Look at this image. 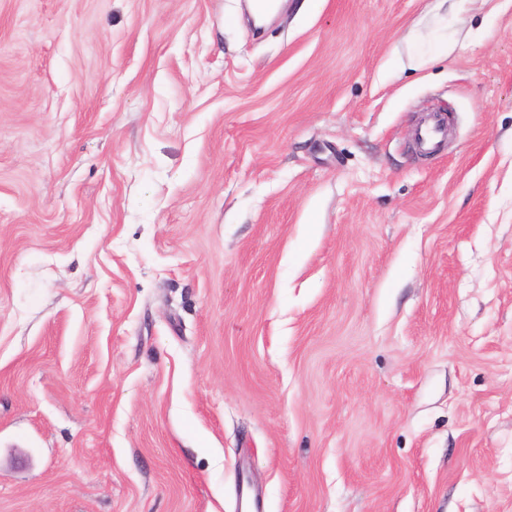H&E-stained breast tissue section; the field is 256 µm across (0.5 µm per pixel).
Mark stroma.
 Instances as JSON below:
<instances>
[{"label": "stroma", "instance_id": "obj_1", "mask_svg": "<svg viewBox=\"0 0 512 512\" xmlns=\"http://www.w3.org/2000/svg\"><path fill=\"white\" fill-rule=\"evenodd\" d=\"M245 2L0 0V512H512V0ZM414 135L422 150H433L447 135L445 122L443 123L440 117L433 115L416 129Z\"/></svg>", "mask_w": 512, "mask_h": 512}]
</instances>
